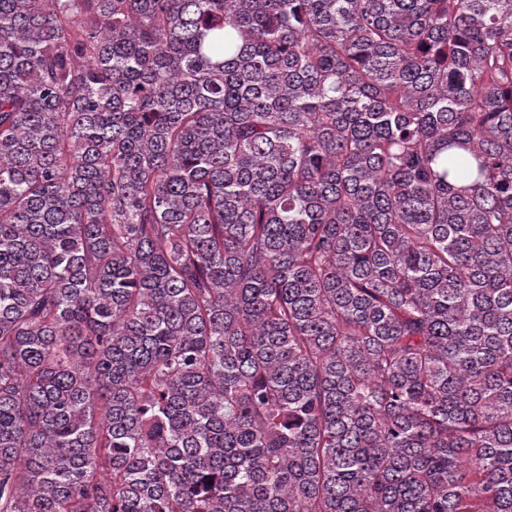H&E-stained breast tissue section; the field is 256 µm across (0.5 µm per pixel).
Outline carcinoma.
Returning a JSON list of instances; mask_svg holds the SVG:
<instances>
[{"instance_id":"1","label":"carcinoma","mask_w":512,"mask_h":512,"mask_svg":"<svg viewBox=\"0 0 512 512\" xmlns=\"http://www.w3.org/2000/svg\"><path fill=\"white\" fill-rule=\"evenodd\" d=\"M0 512H512V0H0Z\"/></svg>"}]
</instances>
